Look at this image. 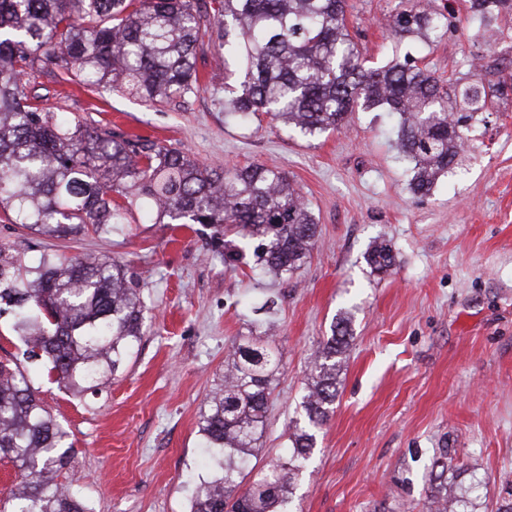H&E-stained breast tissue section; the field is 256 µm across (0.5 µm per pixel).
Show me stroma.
Listing matches in <instances>:
<instances>
[{"instance_id":"1","label":"stroma","mask_w":512,"mask_h":512,"mask_svg":"<svg viewBox=\"0 0 512 512\" xmlns=\"http://www.w3.org/2000/svg\"><path fill=\"white\" fill-rule=\"evenodd\" d=\"M398 0H350V26L370 65L386 64ZM455 26L421 48L441 79L497 81L512 42L487 41L468 0ZM191 96L150 105L121 91L97 99L93 120L187 149L203 166L277 167L300 189L318 225L310 257L291 277L226 266L208 234L133 213L108 236L69 243L33 234L0 211V241L34 262L106 256L124 262L149 299L136 357L101 393L76 397L32 379L69 431L73 472L93 512H189V476L207 474L198 420L221 383L234 341L274 324L279 371L267 427L249 464L290 448V425L312 355L342 313L352 341L334 409L316 432L290 512H424L440 449L477 512L512 498V100L478 114L462 164L431 194L413 196L397 148V117L359 112L349 126L307 139L259 116L225 117L224 50L206 48ZM387 241L395 265L364 255ZM275 307L257 314L254 304Z\"/></svg>"}]
</instances>
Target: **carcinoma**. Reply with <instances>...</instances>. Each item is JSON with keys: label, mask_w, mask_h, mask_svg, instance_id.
<instances>
[{"label": "carcinoma", "mask_w": 512, "mask_h": 512, "mask_svg": "<svg viewBox=\"0 0 512 512\" xmlns=\"http://www.w3.org/2000/svg\"><path fill=\"white\" fill-rule=\"evenodd\" d=\"M348 0H0V209L10 223L58 240L110 234L140 207L157 224H200L215 235L256 239L266 274L291 275L316 245L317 224L300 189L275 167L232 170L200 165L187 151L128 136L82 115L68 120L29 90L39 75L112 89L152 104L198 87L205 42L224 47L238 84L227 86L224 114L241 124L266 115L305 136L343 128L357 112L399 116L397 145L412 164L410 191L427 196L462 159L468 123L512 94L505 79L487 89L473 74L447 84L410 53L370 68L354 41ZM449 4L398 0L397 41L448 32ZM483 22L512 15V0H470ZM372 271L395 264L379 241L365 254ZM139 282L114 258L49 254L30 265L0 243V315L26 346L25 361L80 395L105 384L137 353L148 333ZM351 317L318 350L293 421L286 457L247 478L265 430L278 366L269 336L233 345L224 384L201 414L211 474L192 489L190 512H285L294 479L328 419ZM70 434L44 407L17 365L0 362V460L17 469L16 489L0 512H92L73 491ZM448 452L435 458L427 512H470L469 490L448 482Z\"/></svg>", "instance_id": "carcinoma-1"}]
</instances>
